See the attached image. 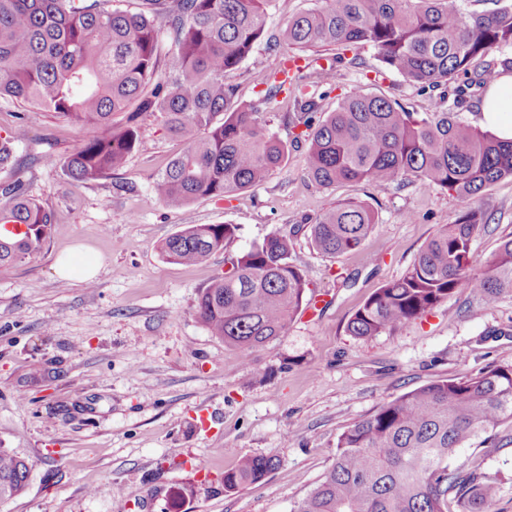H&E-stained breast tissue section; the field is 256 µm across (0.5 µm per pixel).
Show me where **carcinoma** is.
I'll return each instance as SVG.
<instances>
[{"instance_id":"obj_1","label":"carcinoma","mask_w":512,"mask_h":512,"mask_svg":"<svg viewBox=\"0 0 512 512\" xmlns=\"http://www.w3.org/2000/svg\"><path fill=\"white\" fill-rule=\"evenodd\" d=\"M109 0H0V98L31 102L78 125L103 129L64 158L47 156L75 181L123 168L142 136L140 112H156L183 148L154 181L152 192L176 209L195 199L224 198L260 185L280 168L288 147L255 107L234 101L225 82L256 59L269 0H142L136 13ZM466 0H325L283 33L297 49L370 46L379 60L423 92L461 75L493 50L512 49V0L471 13ZM167 27L172 57L161 67L158 24ZM335 61L294 76L293 107L307 143L308 176L321 187L338 182L383 186L411 176L458 199L465 211L443 224L399 278L371 294L347 332L371 338L418 320L460 288L484 305L512 294V238L481 269L471 241L486 224L473 207L490 184L512 177V140L504 142L459 116L453 107L417 116L387 98L354 92L320 120L313 85L333 86ZM127 113L113 129V116ZM27 136L23 117L0 137V171ZM0 268L37 253L53 214L29 197L20 180L0 182ZM378 223L361 203H344L311 224L312 248L325 256L359 249ZM239 224H196L169 236L166 260L204 262L239 236ZM294 238L273 232L240 252L231 269L198 296L209 333L247 357L282 335L302 308L308 282L293 265ZM512 420V364L467 380H441L382 405L338 439L324 480L293 512H491L497 482L475 470L448 468L473 438ZM278 466L273 456H246L224 472V492L261 481ZM31 464L0 448V504L27 485Z\"/></svg>"}]
</instances>
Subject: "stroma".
I'll return each instance as SVG.
<instances>
[{
  "instance_id": "obj_1",
  "label": "stroma",
  "mask_w": 512,
  "mask_h": 512,
  "mask_svg": "<svg viewBox=\"0 0 512 512\" xmlns=\"http://www.w3.org/2000/svg\"><path fill=\"white\" fill-rule=\"evenodd\" d=\"M322 0H272L267 33L256 54L267 70L295 55L282 33L295 15ZM338 58L332 89L316 86L323 111L354 91L397 100L410 112H436L453 88L430 96L383 67L364 46ZM235 99L257 106L283 141L294 114L261 102L251 63L230 73ZM27 137L10 178L54 214L50 237L34 256L0 269V448L32 465L22 493L0 512H292L332 466L339 436L380 405L437 380L468 379L512 363V297L485 306L461 288L426 317L396 331L349 335L351 315L377 288L399 278L440 225L464 206L447 192L402 177L382 187L364 182L324 188L306 171L304 149L291 147L263 184L228 199L200 198L171 209L151 187L181 144L157 114H140L142 144L108 177L77 183L63 168L94 127L80 128L31 103L0 99V137L17 116ZM370 206L379 222L360 249L328 257L303 232L339 203ZM488 223L471 245L484 262L512 238V178L476 199ZM237 224L236 241L197 266L173 264L160 247L193 224ZM295 236L291 260L310 284L315 310L299 314L284 334L249 358L225 347L197 316L198 296L229 260L272 232ZM80 248L101 262L91 280L56 276L54 262ZM214 416L196 432L200 403ZM279 464L263 480L224 490V473L245 456ZM451 467L492 476L500 487L495 512H512V420L459 450Z\"/></svg>"
}]
</instances>
